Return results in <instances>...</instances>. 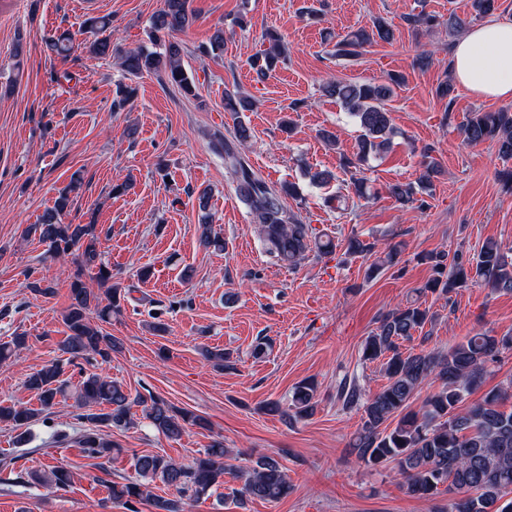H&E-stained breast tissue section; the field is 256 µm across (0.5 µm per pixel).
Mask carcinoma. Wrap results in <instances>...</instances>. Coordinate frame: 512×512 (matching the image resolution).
Instances as JSON below:
<instances>
[{
	"instance_id": "obj_1",
	"label": "carcinoma",
	"mask_w": 512,
	"mask_h": 512,
	"mask_svg": "<svg viewBox=\"0 0 512 512\" xmlns=\"http://www.w3.org/2000/svg\"><path fill=\"white\" fill-rule=\"evenodd\" d=\"M194 20L190 0H163V6L150 20L151 46L123 51L112 46V20L91 17L85 27L94 36L87 49L99 57L115 54L119 66L129 78L145 73L157 74L185 94L199 97L194 74L184 66L187 53L175 34L186 30ZM394 39L391 26L377 19L368 29H360L336 41L335 55L353 61L361 56L365 46L390 43ZM268 48L249 58V65L260 78L275 70L285 58L281 34L275 29L264 33ZM50 51L62 58L75 48L74 37L68 30L48 42ZM405 77L393 75L386 84L329 82L323 94L339 100L363 129L353 156L343 157L344 166L357 167L370 156L383 151L394 134L393 119L387 101ZM250 103L238 92H224V111L246 112ZM464 140L476 145L495 142L499 155L512 158V112H472L461 126ZM251 137L250 128L236 123L231 137H215L213 148L224 155V164L236 181V193L260 224L265 251L278 261L295 267L305 258L310 245L327 254L335 249L333 240L312 242L313 228L288 214L282 196L292 194L285 186L269 184L249 164L241 146ZM423 171L415 182H396L386 186V192L402 206L426 207L421 195L426 193L437 174L438 162L423 154ZM80 186V177L59 193L53 207L45 210L36 224L24 230L27 237L36 236L48 246L55 257L74 255L75 271L71 276L70 304L63 316L68 334L59 344L66 355L28 377L27 385L39 395L40 408L28 409L0 405V423L23 428L36 417L58 404L57 398L70 397L78 410L75 419L82 426L78 443L92 458L110 457L114 448L103 441L99 427H124L129 424L132 404L143 403L147 418L163 435L180 438L187 426H202V417L179 411L159 396L145 400L131 397L123 385L98 373L80 369V380L71 394L67 382L61 379L64 366L92 363L96 357L106 359L120 342L103 333L100 323L121 311L122 288L112 283V271L102 262L99 237L94 224H65L62 216L69 211L70 193ZM347 251L361 256L374 252V245L357 235L349 237ZM397 247L390 246L369 267V274L394 265ZM435 277L418 289V293L447 295L471 284L482 283L497 292L512 293V256L501 245L486 240L473 256L457 250L430 252L420 256ZM98 269L100 289L93 291L84 283V271ZM98 323H93L90 312ZM432 320L429 309L417 301L400 304L379 320V325L366 337L362 347L365 360L382 362L387 383L378 392L362 399L355 384L342 380L337 394L345 406L362 405L364 417L351 442L358 462L378 470L387 467L395 471L406 494L431 498L444 487L459 494L450 512H512V500L502 499L512 494V409L504 402L512 397V385L493 387L476 402L462 406L465 395L483 384L487 363L493 362L501 350L512 349V334L497 336L479 333L448 348L440 354L422 349L418 352L403 347ZM26 337L14 336L0 343V362L17 356L25 347ZM439 381L419 409H411L417 391L430 379ZM291 406L294 416L306 418L315 408V387L303 382L295 387ZM228 451L221 440H215L202 456L183 465L159 454H142L134 459L136 479L112 482L109 497L124 505L129 512H139L138 505L150 503L153 512H187V507L204 497H210L224 486V458ZM53 489L64 491L71 486L72 474L53 467L48 475H32ZM243 486L236 496H249L275 502L288 496L291 485L283 466L271 457H262L251 468L240 473ZM158 480L171 487L176 495L154 496L148 489ZM219 494V493H217ZM224 502V494H219Z\"/></svg>"
}]
</instances>
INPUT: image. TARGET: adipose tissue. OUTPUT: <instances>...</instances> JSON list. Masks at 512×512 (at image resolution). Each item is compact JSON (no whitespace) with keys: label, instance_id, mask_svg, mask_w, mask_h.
<instances>
[{"label":"adipose tissue","instance_id":"adipose-tissue-1","mask_svg":"<svg viewBox=\"0 0 512 512\" xmlns=\"http://www.w3.org/2000/svg\"><path fill=\"white\" fill-rule=\"evenodd\" d=\"M452 77L475 98H512V21L467 28L452 47Z\"/></svg>","mask_w":512,"mask_h":512}]
</instances>
